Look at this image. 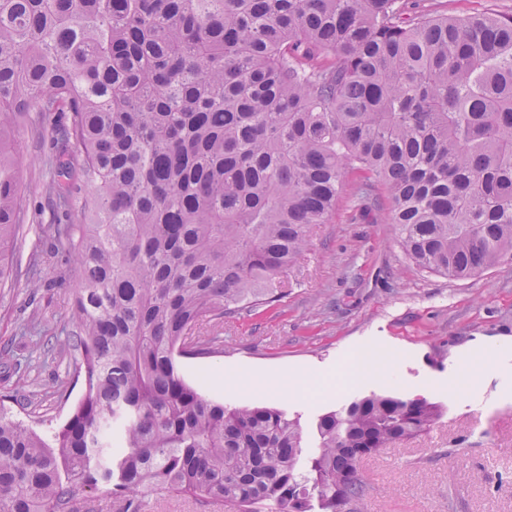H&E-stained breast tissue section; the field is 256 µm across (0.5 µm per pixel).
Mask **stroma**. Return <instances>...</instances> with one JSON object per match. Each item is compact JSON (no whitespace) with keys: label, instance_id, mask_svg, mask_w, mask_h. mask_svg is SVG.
Wrapping results in <instances>:
<instances>
[{"label":"stroma","instance_id":"1","mask_svg":"<svg viewBox=\"0 0 512 512\" xmlns=\"http://www.w3.org/2000/svg\"><path fill=\"white\" fill-rule=\"evenodd\" d=\"M432 14L512 13V0H422ZM56 114L30 108L5 135L17 161L25 222L10 248L12 277L0 284V395L36 432L61 425L85 392L79 354L44 357L29 329L64 339L78 332L73 301L78 272L57 250L63 221L45 192L54 172L46 131ZM359 174L347 173L330 223L285 281L281 302L256 314L207 324L224 338L220 353L181 358L185 380L203 394L239 405H267L312 431L318 417L355 398L397 387L441 404L426 432L387 445L360 464L367 512H512V258L455 281L420 270L403 256L385 207L358 209ZM45 262L38 275L32 255ZM356 352L387 359L379 375L355 385L289 390L334 371ZM143 512H231L220 499L151 495Z\"/></svg>","mask_w":512,"mask_h":512}]
</instances>
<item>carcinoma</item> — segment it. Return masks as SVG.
Returning <instances> with one entry per match:
<instances>
[{
    "label": "carcinoma",
    "mask_w": 512,
    "mask_h": 512,
    "mask_svg": "<svg viewBox=\"0 0 512 512\" xmlns=\"http://www.w3.org/2000/svg\"><path fill=\"white\" fill-rule=\"evenodd\" d=\"M334 62L314 64L322 55ZM56 112L48 185L79 223L85 394L38 434L0 408V512H73L74 490L235 512H357L361 460L442 416L371 393L300 420L227 405L177 358L206 322L274 306L330 223L347 172L380 186L408 260L467 279L512 258V13L432 16L415 0H0V132ZM0 138V282L24 224ZM142 512H232L230 506L220 499L184 496L176 493L147 495Z\"/></svg>",
    "instance_id": "obj_1"
}]
</instances>
